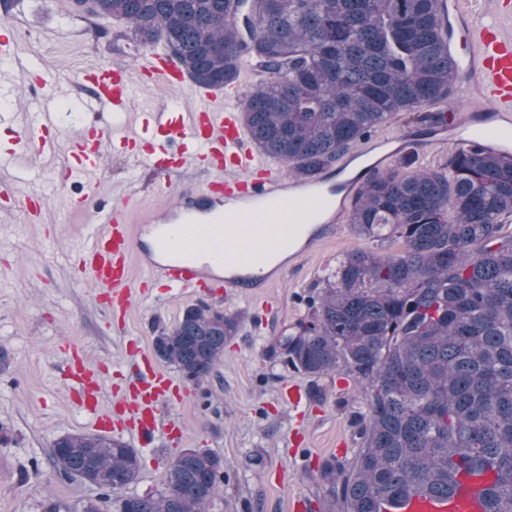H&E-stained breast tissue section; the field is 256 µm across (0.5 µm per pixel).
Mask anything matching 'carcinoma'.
<instances>
[{"mask_svg": "<svg viewBox=\"0 0 512 512\" xmlns=\"http://www.w3.org/2000/svg\"><path fill=\"white\" fill-rule=\"evenodd\" d=\"M74 16L125 26L163 45L200 87L248 65L241 100L257 149L298 182L319 177L380 124L447 98L460 72L448 56L446 0H81ZM360 181L350 221L400 244L394 255L343 257L314 317L283 344L318 376L343 370L367 393L349 468L326 463L330 512H399L421 496L457 501L484 480L481 512H512V150L458 149L448 169L403 155ZM238 321L196 307L154 338L156 354L196 383L224 357ZM57 476L95 486L80 512H208L224 461L188 448L162 488L129 495L136 449L72 434L50 452Z\"/></svg>", "mask_w": 512, "mask_h": 512, "instance_id": "1", "label": "carcinoma"}]
</instances>
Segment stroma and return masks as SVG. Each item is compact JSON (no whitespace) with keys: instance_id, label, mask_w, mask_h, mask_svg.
<instances>
[{"instance_id":"1","label":"stroma","mask_w":512,"mask_h":512,"mask_svg":"<svg viewBox=\"0 0 512 512\" xmlns=\"http://www.w3.org/2000/svg\"><path fill=\"white\" fill-rule=\"evenodd\" d=\"M67 4L0 0V37H11L7 43L0 40V94L6 105L19 111L36 102L27 92L26 76L6 63L15 52L57 72L63 111L55 132L56 156L51 164H38L40 179L30 186L48 199V223L27 222L17 203L0 195V353L8 359L7 368L0 369V428L10 434L0 444V512H41L48 498L60 504L61 512H72L97 494L95 486L58 478L49 458L61 437L94 430L68 395L62 346L82 347L91 362L103 365L104 399L111 402L133 377L130 341L153 350L162 328L203 304L237 316L238 332L226 339L224 359L207 382L194 383L166 365L181 397L166 404L163 415L183 434L143 449L133 437H125V444L138 448L141 460L129 493L160 489L169 461L184 449L205 448L224 461V487L212 512H295L299 501L312 512H326L327 487L318 474L328 462L352 464L361 446L358 422L366 411L365 394L354 382L339 385L336 372L317 377L297 372L286 361L283 342L294 327L310 320L313 302L344 254L393 253L398 243L359 235L345 209L323 238L289 259L278 280L257 294L228 289L202 297L156 287L135 293L126 320L108 318L75 251L97 208L115 203L141 210L157 204L158 179L146 159L150 137L140 134L134 148L104 147L96 199L84 211L72 208L70 200L82 187L62 180L60 171L68 162L72 138L93 117L75 105L71 84L86 70L113 60L137 69L145 49L121 34L118 25L69 16ZM197 90L191 82L173 90L138 85L132 109L138 112L150 103L184 109ZM442 137L401 113L352 152L363 153L375 143L393 153L414 142L419 166L436 170L455 152ZM285 385L301 390L300 406L281 401Z\"/></svg>"}]
</instances>
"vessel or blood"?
Instances as JSON below:
<instances>
[{
  "label": "vessel or blood",
  "mask_w": 512,
  "mask_h": 512,
  "mask_svg": "<svg viewBox=\"0 0 512 512\" xmlns=\"http://www.w3.org/2000/svg\"><path fill=\"white\" fill-rule=\"evenodd\" d=\"M452 18L468 36V45H449L462 73L485 99L487 111L512 133V12L485 11L475 0H451ZM32 86L42 88L39 111L19 114L0 111V124L16 125L14 149L0 153V183L17 188L32 178L20 159L30 149L50 155L56 151L51 132L59 121L56 96L51 88L53 73L37 70ZM127 66L113 63L92 68L79 80L81 108L102 118L104 128L94 141L79 140L74 163L66 178H84L87 169L80 157L99 154L103 141L113 147L130 142L132 122L150 129L149 163L157 176H172L192 166H207L210 177L204 185L183 183L178 198L161 211L133 213L126 206L103 211L77 252L79 263L99 290L107 313L127 315L135 294L131 259H138L145 281L170 291L214 294L242 285L246 266L256 271L258 287H268L271 273L262 269L267 253L292 240L300 218L318 212L334 184L322 175L308 182H288L246 141L238 120L236 102L239 84L225 86L223 93H196L188 110L159 106L135 114L130 110L134 85ZM139 74L142 85L181 86L185 72L168 51L156 48L144 54ZM479 114H468L466 134L457 143L466 148L490 145L480 131ZM46 199L33 192L23 197L27 219L43 222ZM135 378L125 390L123 402L105 408L102 402V370L91 364L81 349L72 350L64 375L69 380L77 408L91 418L98 430L135 436L141 447H150L159 430L177 438L175 424H163L161 408L177 390L174 379L161 370L148 353H140Z\"/></svg>",
  "instance_id": "b4317fda"
}]
</instances>
